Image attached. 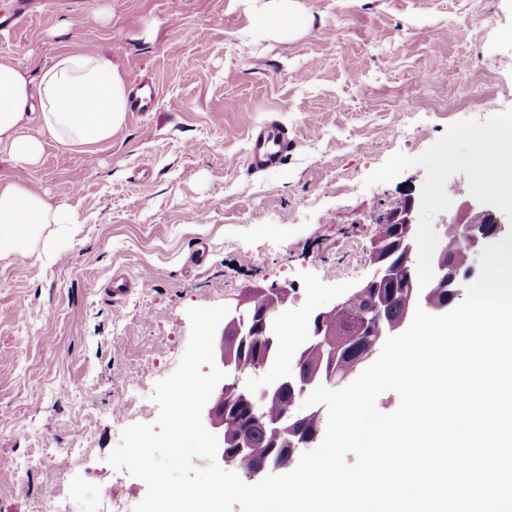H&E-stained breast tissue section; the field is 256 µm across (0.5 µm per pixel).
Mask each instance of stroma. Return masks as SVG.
I'll use <instances>...</instances> for the list:
<instances>
[{"label": "stroma", "mask_w": 512, "mask_h": 512, "mask_svg": "<svg viewBox=\"0 0 512 512\" xmlns=\"http://www.w3.org/2000/svg\"><path fill=\"white\" fill-rule=\"evenodd\" d=\"M288 3L286 33L260 19L276 0H39L0 33V61L31 75L108 49L127 85L159 91L93 151L49 142L32 170L0 154L1 179L81 224L52 264L0 261V512L75 487L88 512H132L146 486L107 463L115 424L155 423L189 308L286 285L301 324L370 278L378 222L406 195L436 252L449 203L493 166L459 133L512 118V0ZM266 122L295 143L254 174L248 131ZM116 274L135 283L118 301Z\"/></svg>", "instance_id": "stroma-1"}]
</instances>
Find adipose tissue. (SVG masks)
<instances>
[{
  "instance_id": "1",
  "label": "adipose tissue",
  "mask_w": 512,
  "mask_h": 512,
  "mask_svg": "<svg viewBox=\"0 0 512 512\" xmlns=\"http://www.w3.org/2000/svg\"><path fill=\"white\" fill-rule=\"evenodd\" d=\"M129 91L110 51L63 53L30 83L20 68L0 62V153L19 166H39L46 141L87 149L111 141L126 120ZM493 144L496 182H512V121L471 131ZM78 232L74 215L52 206L23 182L0 180V260L33 255L55 262Z\"/></svg>"
}]
</instances>
